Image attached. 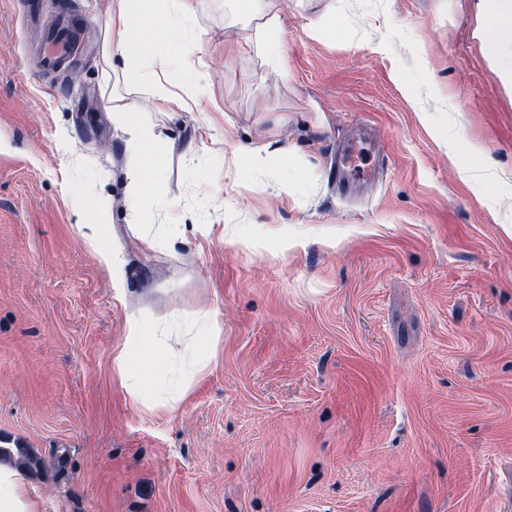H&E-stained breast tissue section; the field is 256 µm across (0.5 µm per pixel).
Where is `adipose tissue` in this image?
<instances>
[{
    "instance_id": "adipose-tissue-1",
    "label": "adipose tissue",
    "mask_w": 512,
    "mask_h": 512,
    "mask_svg": "<svg viewBox=\"0 0 512 512\" xmlns=\"http://www.w3.org/2000/svg\"><path fill=\"white\" fill-rule=\"evenodd\" d=\"M284 0H257L251 12L257 20L256 34L271 61H279L283 49ZM482 9L489 20L487 47L491 54L512 50V0H482ZM104 12L109 25L118 27V42L107 43L104 54L109 72L132 63L161 62L170 55L166 38H146L154 25L153 0H105ZM112 121L124 136L126 202L129 210L138 211L146 192V175L162 168L169 142L156 134L136 101L112 107ZM169 351L160 334L158 323L137 318L127 321L123 346L113 358V367L122 383L133 391L155 381L166 369Z\"/></svg>"
}]
</instances>
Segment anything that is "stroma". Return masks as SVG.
I'll return each mask as SVG.
<instances>
[{"instance_id": "obj_1", "label": "stroma", "mask_w": 512, "mask_h": 512, "mask_svg": "<svg viewBox=\"0 0 512 512\" xmlns=\"http://www.w3.org/2000/svg\"><path fill=\"white\" fill-rule=\"evenodd\" d=\"M89 2L0 0V447L35 458L37 512H512V82L478 0H287L286 81L236 0H198L194 66L155 84L103 81ZM70 20L73 57L41 69ZM165 90L190 110L150 115L173 146L137 238L108 102ZM269 136L296 157L239 175ZM354 140L377 178L345 193ZM86 224L125 246L124 283ZM177 224L210 234L164 246ZM164 313L172 414L112 364L129 318ZM217 315L211 313H205L201 317H199L196 321V324H200L203 329L202 334H197L194 336L191 343V352L192 357L194 356L195 351L201 352L208 348L210 344L216 339L218 336H212L215 328L217 327Z\"/></svg>"}]
</instances>
